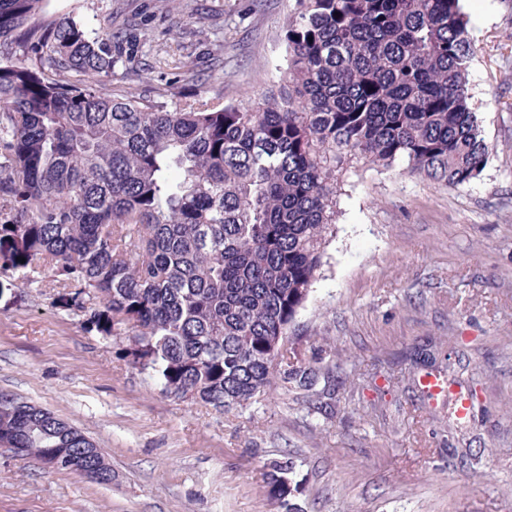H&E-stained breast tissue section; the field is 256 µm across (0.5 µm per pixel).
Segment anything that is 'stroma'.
Masks as SVG:
<instances>
[{
	"label": "stroma",
	"instance_id": "35a3bbf8",
	"mask_svg": "<svg viewBox=\"0 0 512 512\" xmlns=\"http://www.w3.org/2000/svg\"><path fill=\"white\" fill-rule=\"evenodd\" d=\"M296 0H70L108 35L135 19L119 93L175 108L193 96L236 102L276 85ZM475 43L471 105L491 145L458 188L355 163L340 174L336 235L288 329L318 372L345 370L333 408L318 391H272L224 413L163 394L123 358L124 337L88 331L55 303L50 270L0 284V393L81 430L112 469L98 485L0 455V512H285L266 496L289 460L303 512H512V0H463ZM224 69L184 84L168 56ZM428 348L473 379L466 423L423 410L417 388L378 394L393 354ZM269 472L267 474V482L266 487L267 493L270 499L276 498V492L278 485L283 480H288V485L290 486V491L288 489V494L290 495L292 492L291 488V478L290 475L293 474V467L290 461H275L274 463L269 465Z\"/></svg>",
	"mask_w": 512,
	"mask_h": 512
}]
</instances>
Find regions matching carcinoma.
I'll return each instance as SVG.
<instances>
[{"label":"carcinoma","mask_w":512,"mask_h":512,"mask_svg":"<svg viewBox=\"0 0 512 512\" xmlns=\"http://www.w3.org/2000/svg\"><path fill=\"white\" fill-rule=\"evenodd\" d=\"M46 2L0 0V275L50 268L56 305L125 335L168 396L224 412L317 384L294 349L273 352L320 277L337 168L458 187L487 164L460 0H298L277 91L172 110L103 90L120 54ZM0 441L99 465L80 431L7 394ZM291 474L269 465V498Z\"/></svg>","instance_id":"obj_1"}]
</instances>
